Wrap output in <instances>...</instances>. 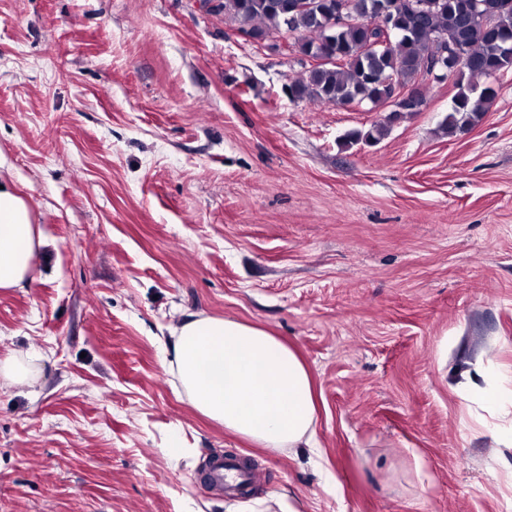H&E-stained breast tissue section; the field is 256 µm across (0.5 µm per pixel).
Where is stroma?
Segmentation results:
<instances>
[{
  "mask_svg": "<svg viewBox=\"0 0 512 512\" xmlns=\"http://www.w3.org/2000/svg\"><path fill=\"white\" fill-rule=\"evenodd\" d=\"M208 0H0V156L38 213L35 280L0 289V512H512V72L439 125L456 78L386 108L293 101L304 72ZM260 325L305 362L319 453L200 414L168 328ZM258 482L218 496L212 453ZM0 376L19 386L27 387L35 382L27 361L19 357L0 362Z\"/></svg>",
  "mask_w": 512,
  "mask_h": 512,
  "instance_id": "35a3bbf8",
  "label": "stroma"
}]
</instances>
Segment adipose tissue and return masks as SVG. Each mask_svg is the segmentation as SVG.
<instances>
[{"label":"adipose tissue","instance_id":"adipose-tissue-1","mask_svg":"<svg viewBox=\"0 0 512 512\" xmlns=\"http://www.w3.org/2000/svg\"><path fill=\"white\" fill-rule=\"evenodd\" d=\"M42 245L29 199L0 176V289L33 281ZM169 334L168 367L196 412L272 453L317 449L310 373L286 343L260 326L209 315Z\"/></svg>","mask_w":512,"mask_h":512}]
</instances>
